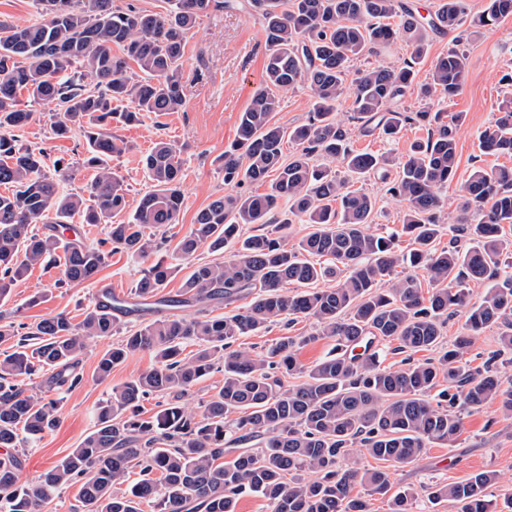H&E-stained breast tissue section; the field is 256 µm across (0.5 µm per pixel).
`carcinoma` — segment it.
<instances>
[{"mask_svg": "<svg viewBox=\"0 0 512 512\" xmlns=\"http://www.w3.org/2000/svg\"><path fill=\"white\" fill-rule=\"evenodd\" d=\"M41 21L18 27L0 20V299L37 264L63 259L66 281H90L114 252L146 262L164 240L156 230L176 223L184 196L181 149L160 140L143 157L150 189L132 218L116 223L126 209L127 187L109 164L127 143L108 128L112 119L139 121L140 113L179 112L186 98L182 58L188 33L201 13L234 7V0H172L164 15L113 0H38ZM263 23L264 87L241 113L236 139L224 150V183L242 191L220 196L199 210L174 249L171 262L142 270L128 316L168 307L172 312L131 326L103 351L97 371L104 379L136 351L154 354L155 366L112 388L95 410L94 429L32 484L19 483V433L36 437L61 422L56 394L80 386L78 370L89 342L123 329L120 317L92 303L75 323L57 313L34 324L0 325V506L5 512H41L58 491L78 486L71 512H237L245 494L261 496L270 512H372L376 495L392 488L390 468L411 464L434 444H451L461 432L463 412L496 400L512 415V385L506 386L489 357L482 368L464 360L476 336L501 328L500 344L512 350V240L501 235L512 225V167L472 170L464 185L461 216L451 231L464 233L437 248L443 225L440 189L457 170V128L462 113L398 112L388 105L414 86V61L426 52L429 31L463 24L459 0H442L436 17L419 21L407 10L393 27L396 0H250ZM512 18V0H487L471 20L477 29ZM403 39L415 56L398 66L378 64L356 71L353 111L363 134L380 130L396 139L412 124L429 128L425 141L411 145L403 161L354 150L350 133L336 119L351 61L377 54ZM122 54L113 53V47ZM137 71H130L128 61ZM467 70L456 48L436 59L421 98H453ZM314 99L308 122L291 130L277 125L279 93L298 85ZM26 91L35 102L59 113L52 130L84 139L78 165L94 171L90 184L64 192L74 166L57 160L46 170V150L18 144L15 131L33 113L20 108ZM295 144L283 152L284 141ZM483 151L512 154V104L481 133ZM358 176L373 175L387 194L406 202L402 233L367 232L376 200L351 190L335 166ZM269 183L267 191L249 189ZM75 214L86 224H103L106 237L86 244L59 228ZM314 225L296 247L282 231L293 219ZM43 224L40 235L32 225ZM245 224H273L274 231L244 236ZM206 247L230 250L225 261L196 264L176 297L160 295L171 270ZM344 272L330 288L317 284ZM431 290L422 292L421 278ZM491 281L481 299L470 298V282ZM389 287L384 288L382 284ZM295 289L288 290V285ZM244 310L220 317L177 313L205 301L229 305L242 296ZM465 316V330L441 355L419 360L413 354L442 345L443 325ZM300 318L316 325L309 336H286L259 354L238 345L269 326ZM334 341L324 358L288 387L275 376L297 370L296 348L316 338ZM197 349L183 354V345ZM406 354L402 366L382 368L375 343ZM362 352H356V349ZM43 371L48 384L35 385ZM224 372V384L193 406L183 398L205 376ZM166 399L144 416L141 403ZM257 441L255 448L240 444ZM364 452L385 462L362 469ZM232 458L224 460V454ZM493 470L462 482L426 487L431 502L447 500L456 512H496L486 490L498 483ZM128 484L118 495L113 488ZM363 492H355V489ZM417 493L391 496L390 512H409Z\"/></svg>", "mask_w": 512, "mask_h": 512, "instance_id": "obj_1", "label": "carcinoma"}]
</instances>
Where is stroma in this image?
Segmentation results:
<instances>
[{
    "label": "stroma",
    "mask_w": 512,
    "mask_h": 512,
    "mask_svg": "<svg viewBox=\"0 0 512 512\" xmlns=\"http://www.w3.org/2000/svg\"><path fill=\"white\" fill-rule=\"evenodd\" d=\"M486 0H462L464 26L453 32L430 36L428 50L413 59L412 46L398 41L377 55L354 60L353 68L380 63L399 65L414 60L418 81H425L432 63L457 45L468 57L464 85L452 100L424 102L415 92L392 102L393 110L412 112L429 108L462 113L457 130L458 168L453 180L441 188L447 206L440 214L441 224H455L457 205L462 200L463 186L474 168L489 169L512 166L511 155L486 154L479 148V135L493 124L504 101L512 100V18L498 27L473 30L467 21L478 14ZM265 37L258 15L247 7L208 10L200 14L188 35L183 57L186 105L182 111L163 116L144 113L141 122L124 126L113 124L112 132L128 141L131 151L113 155L111 166L124 179L127 191V213H134L150 182L140 159L159 140L175 143L181 149L184 206L176 224L167 226V245L160 258H167L178 241L190 230L196 213L212 199L230 194L224 184L221 156L234 140L241 112L252 94L263 84ZM21 106L34 114L19 137L23 143L46 148L50 158L74 159L83 149L79 133L70 138H55L51 131L52 116L48 106L22 99ZM428 129L411 126L402 137L388 141L378 135L353 133L354 149L370 153L391 152L404 158L411 143L426 139ZM351 188L360 189L377 201L371 233L387 235L401 228L404 206L386 194L382 183L374 177L350 179ZM140 265L123 253H112L95 280L73 285L65 281L61 266H34L17 281L0 312H19L23 322L34 323L58 312L80 317L94 298L100 284L115 286L122 299H130L131 290L140 277ZM108 340L92 342L80 370L83 384L61 392V423L41 437L29 441L23 449L21 482L36 479L51 463L67 455L93 430V412L108 399L113 387L151 369L152 353L137 351L113 369L108 378L96 372L97 355L108 347ZM494 470L498 484L489 488L494 500H502L512 490V416L503 415L498 404H488L465 415L463 428L452 446L435 445L415 463L392 470L395 486L424 489L429 484L454 483L472 474Z\"/></svg>",
    "instance_id": "obj_1"
}]
</instances>
